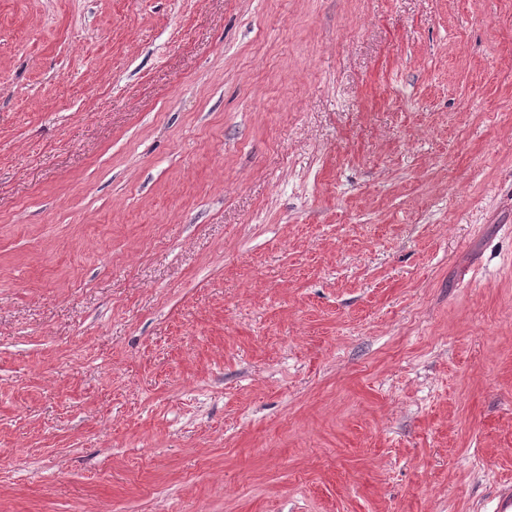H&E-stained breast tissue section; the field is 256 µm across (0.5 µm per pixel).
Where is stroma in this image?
I'll use <instances>...</instances> for the list:
<instances>
[{
  "mask_svg": "<svg viewBox=\"0 0 512 512\" xmlns=\"http://www.w3.org/2000/svg\"><path fill=\"white\" fill-rule=\"evenodd\" d=\"M512 0H0V512H494Z\"/></svg>",
  "mask_w": 512,
  "mask_h": 512,
  "instance_id": "35a3bbf8",
  "label": "stroma"
}]
</instances>
